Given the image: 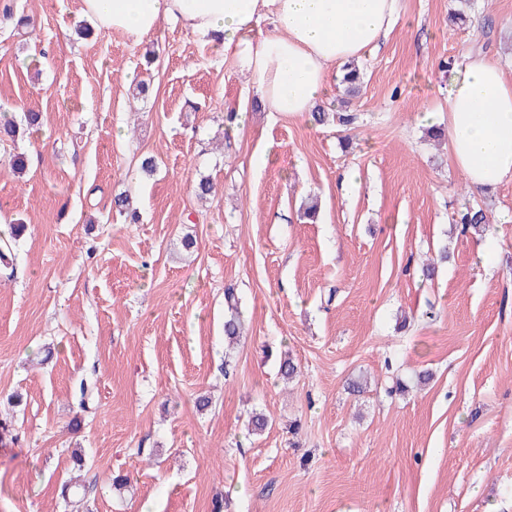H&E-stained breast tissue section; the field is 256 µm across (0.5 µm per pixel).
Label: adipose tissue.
Instances as JSON below:
<instances>
[{
  "mask_svg": "<svg viewBox=\"0 0 512 512\" xmlns=\"http://www.w3.org/2000/svg\"><path fill=\"white\" fill-rule=\"evenodd\" d=\"M398 0H83L104 32L136 43L178 24L231 54L268 111L310 119L331 97L332 67L377 46ZM269 31L254 32L260 25ZM448 160L467 186L512 183V79L475 56L448 77Z\"/></svg>",
  "mask_w": 512,
  "mask_h": 512,
  "instance_id": "ef3b65f1",
  "label": "adipose tissue"
}]
</instances>
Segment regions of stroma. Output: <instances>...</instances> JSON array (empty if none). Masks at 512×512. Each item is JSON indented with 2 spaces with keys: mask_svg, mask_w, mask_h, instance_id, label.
Listing matches in <instances>:
<instances>
[{
  "mask_svg": "<svg viewBox=\"0 0 512 512\" xmlns=\"http://www.w3.org/2000/svg\"><path fill=\"white\" fill-rule=\"evenodd\" d=\"M87 23L82 0H0V109L44 116L0 147V222L27 226L0 264L16 435L0 512H512V183L470 190L422 120L447 122L449 67L485 55L512 77V0H400L358 61L347 131L262 109L235 59L183 27L134 44L81 38ZM122 192L139 223L113 211ZM469 205L483 235L454 224ZM230 284L245 329L229 351ZM73 478L78 501L60 495Z\"/></svg>",
  "mask_w": 512,
  "mask_h": 512,
  "instance_id": "obj_1",
  "label": "stroma"
}]
</instances>
